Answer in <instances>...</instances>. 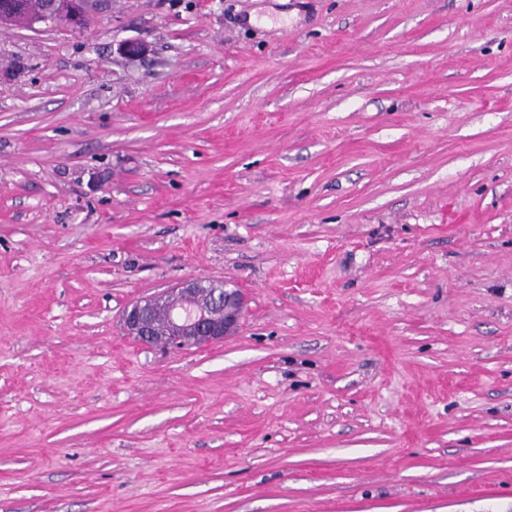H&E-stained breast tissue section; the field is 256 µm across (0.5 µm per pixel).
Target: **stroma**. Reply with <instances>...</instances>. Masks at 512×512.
Returning a JSON list of instances; mask_svg holds the SVG:
<instances>
[{
    "mask_svg": "<svg viewBox=\"0 0 512 512\" xmlns=\"http://www.w3.org/2000/svg\"><path fill=\"white\" fill-rule=\"evenodd\" d=\"M0 512H512V0L1 29ZM166 297L162 302L148 299L134 303L124 316L128 334L145 344H162L165 340V345L173 349L197 348L221 343L241 326L245 297L240 289L228 288L226 283L215 285L208 280L189 279ZM163 304L184 307L189 315L171 316L158 325L154 311Z\"/></svg>",
    "mask_w": 512,
    "mask_h": 512,
    "instance_id": "stroma-1",
    "label": "stroma"
}]
</instances>
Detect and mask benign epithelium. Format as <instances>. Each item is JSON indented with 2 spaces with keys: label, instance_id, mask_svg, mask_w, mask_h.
I'll return each mask as SVG.
<instances>
[{
  "label": "benign epithelium",
  "instance_id": "benign-epithelium-1",
  "mask_svg": "<svg viewBox=\"0 0 512 512\" xmlns=\"http://www.w3.org/2000/svg\"><path fill=\"white\" fill-rule=\"evenodd\" d=\"M93 0H0V28L23 25L32 28L65 23L82 28L89 19L88 5ZM245 297L238 288L215 285L203 279H189L173 289L162 302L148 299L134 303L125 313L128 334L145 344L165 343L176 349L183 346L203 347L221 343L237 333L245 308ZM184 307L186 318L171 316L165 323L154 320L160 305Z\"/></svg>",
  "mask_w": 512,
  "mask_h": 512
}]
</instances>
